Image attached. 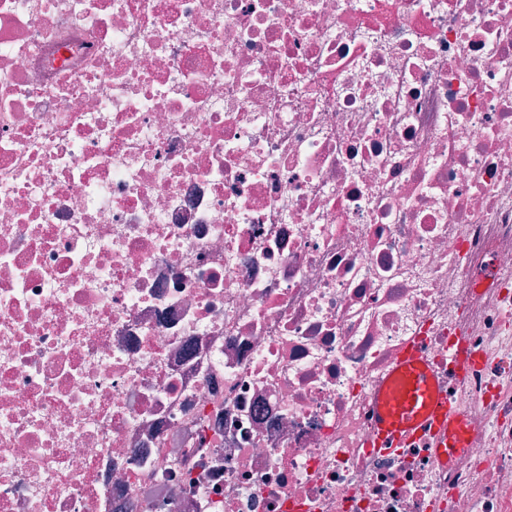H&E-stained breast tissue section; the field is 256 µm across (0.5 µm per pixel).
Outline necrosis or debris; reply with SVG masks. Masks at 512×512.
Instances as JSON below:
<instances>
[{
    "label": "necrosis or debris",
    "mask_w": 512,
    "mask_h": 512,
    "mask_svg": "<svg viewBox=\"0 0 512 512\" xmlns=\"http://www.w3.org/2000/svg\"><path fill=\"white\" fill-rule=\"evenodd\" d=\"M0 512H512V0H0ZM373 396V434L378 441L402 447L418 435H427L437 462H449L467 447L466 412L443 394L437 371L418 343L408 347Z\"/></svg>",
    "instance_id": "necrosis-or-debris-1"
}]
</instances>
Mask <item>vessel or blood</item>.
Here are the masks:
<instances>
[{
	"mask_svg": "<svg viewBox=\"0 0 512 512\" xmlns=\"http://www.w3.org/2000/svg\"><path fill=\"white\" fill-rule=\"evenodd\" d=\"M373 401V433L386 445L401 447L425 435L440 463L453 460L467 446L466 412L444 396L432 360L420 344L406 349Z\"/></svg>",
	"mask_w": 512,
	"mask_h": 512,
	"instance_id": "b4317fda",
	"label": "vessel or blood"
}]
</instances>
